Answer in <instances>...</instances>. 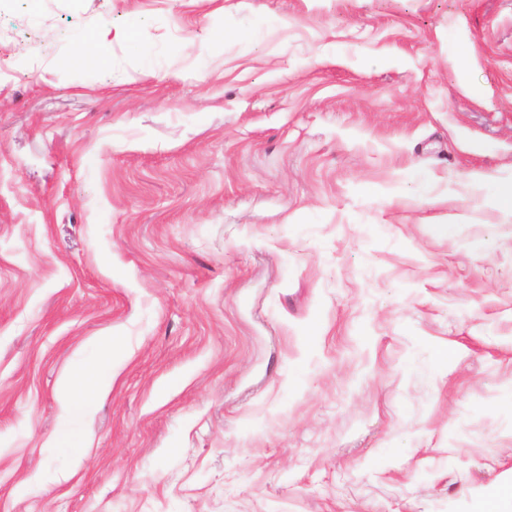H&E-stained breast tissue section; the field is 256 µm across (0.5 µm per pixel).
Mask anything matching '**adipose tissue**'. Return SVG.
Returning a JSON list of instances; mask_svg holds the SVG:
<instances>
[{
    "mask_svg": "<svg viewBox=\"0 0 512 512\" xmlns=\"http://www.w3.org/2000/svg\"><path fill=\"white\" fill-rule=\"evenodd\" d=\"M111 378L112 368L108 365L77 373L74 389L64 394L55 445L58 454L71 458L83 454L84 439L79 422L91 410L97 395L105 391Z\"/></svg>",
    "mask_w": 512,
    "mask_h": 512,
    "instance_id": "ef3b65f1",
    "label": "adipose tissue"
}]
</instances>
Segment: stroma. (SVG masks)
I'll return each instance as SVG.
<instances>
[{"mask_svg": "<svg viewBox=\"0 0 512 512\" xmlns=\"http://www.w3.org/2000/svg\"><path fill=\"white\" fill-rule=\"evenodd\" d=\"M0 49V512L512 485V0H0ZM112 380V366L102 365L78 371L74 387L64 393L63 405L59 417L55 451L63 456L78 457L84 452V439L79 422L91 410L97 395H101ZM83 389L82 396L77 395Z\"/></svg>", "mask_w": 512, "mask_h": 512, "instance_id": "obj_1", "label": "stroma"}]
</instances>
